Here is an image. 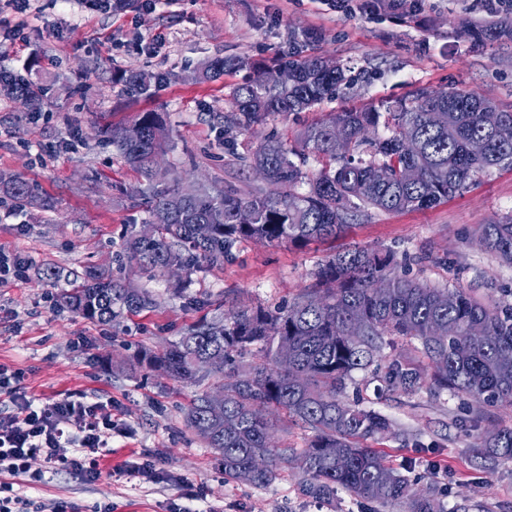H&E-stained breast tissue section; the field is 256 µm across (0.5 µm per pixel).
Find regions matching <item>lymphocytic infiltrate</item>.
<instances>
[{
  "label": "lymphocytic infiltrate",
  "instance_id": "lymphocytic-infiltrate-1",
  "mask_svg": "<svg viewBox=\"0 0 512 512\" xmlns=\"http://www.w3.org/2000/svg\"><path fill=\"white\" fill-rule=\"evenodd\" d=\"M5 384L14 411L0 415V472H28L30 460L39 456L47 470L64 466L98 480L99 458L112 436L111 413L70 395L36 404L21 385H10L6 368L0 366V386Z\"/></svg>",
  "mask_w": 512,
  "mask_h": 512
}]
</instances>
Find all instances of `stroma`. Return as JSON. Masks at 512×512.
I'll use <instances>...</instances> for the list:
<instances>
[{"mask_svg": "<svg viewBox=\"0 0 512 512\" xmlns=\"http://www.w3.org/2000/svg\"><path fill=\"white\" fill-rule=\"evenodd\" d=\"M155 0L102 13L80 0H31L25 13L0 8V68L31 73L44 88L41 111L0 96V175L33 185L35 201L12 211L0 200V252L22 263L24 278L0 281V365L20 372L28 397L45 404L66 395L112 410V452L102 456V475L89 482L72 470L45 474L0 473V486L30 499V512H172L198 494L200 512H399L340 491L330 503L302 493L299 469L278 470L267 485L225 478L219 456L187 425L202 392L222 388L208 374L183 384L140 367L139 350H156L203 322L257 307L291 304L316 285L314 273L349 245L393 250L397 257L433 253L410 270L434 285L460 284L485 300L512 297V267L477 243L480 227L512 213V170L479 176L463 194L437 207L405 212L371 209L346 237L302 247L239 242L224 263L153 272L119 262L132 226L149 213L138 192L140 174L99 130L128 122L139 112H158L171 143L158 159L157 184L182 189L206 186L245 195L266 183L243 166L269 135L294 141L309 124L344 106L396 99L418 86L464 89L512 107V49L460 34L462 23L489 20L486 0H385L365 8L346 0ZM337 59L352 88L313 111L270 117L254 130L224 139L230 91L251 65L288 54ZM240 57L245 67L196 82L204 60ZM153 73L151 95L116 84L125 71ZM55 267L84 273L94 268L113 280L149 292L151 308L123 313L109 324L93 323L60 308L67 281L48 285L41 272ZM371 370H357L347 397L384 415L390 432L376 442L401 474L433 484L447 507L466 512H512V463L480 460L470 448L478 437L512 426V407L468 409L449 394L422 389L377 396ZM156 457L164 478L136 472Z\"/></svg>", "mask_w": 512, "mask_h": 512, "instance_id": "stroma-1", "label": "stroma"}]
</instances>
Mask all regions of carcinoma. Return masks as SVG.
<instances>
[{
	"instance_id": "carcinoma-1",
	"label": "carcinoma",
	"mask_w": 512,
	"mask_h": 512,
	"mask_svg": "<svg viewBox=\"0 0 512 512\" xmlns=\"http://www.w3.org/2000/svg\"><path fill=\"white\" fill-rule=\"evenodd\" d=\"M485 40L512 43V15L472 30ZM238 58L215 57L202 62L195 77L209 81L238 66ZM294 80L283 85V70ZM118 82L145 92L151 76L141 71ZM349 83L344 68L320 56L281 58L272 68H257L232 89V112L224 116V137L232 139L261 125L271 116L309 112ZM0 93L23 107L39 101V88L20 74L0 69ZM496 108L512 124L505 109L475 91L420 87L403 98L364 107H343L308 125L295 144L273 136L249 156V167L277 180V197L230 191L183 192L153 184V157L169 138L156 112L137 115L131 127L143 138L126 140L125 126H111L102 136L147 182V231H133L124 256L142 267L165 271L205 261L224 260L243 240L303 246L311 241L340 238L362 212L433 208L465 191L474 177L512 167V142L498 141L485 123L486 109ZM443 123H433V111ZM346 128L343 146L336 126ZM414 138L413 156L401 150ZM322 163L314 176L304 171L310 156ZM308 184V191L296 188ZM18 207L29 204L33 187L20 177L0 183ZM210 233L198 236L196 226ZM480 246L512 264V214L481 228ZM392 253L371 248L347 249L319 267L317 288L285 309L257 308L227 318V324L203 323L189 329L160 352H143L140 363L176 380L195 383L210 370L224 373V409L211 411L208 393L195 398L188 426L220 455L224 475L262 486L275 472L303 460L302 492L319 502L336 499L342 489L370 502L399 505L403 512H455L447 509L431 485L412 482L386 464L367 441L382 435L389 421L372 409L344 402L341 393L352 372L374 362L386 336L415 340V355L395 354L376 368L380 390L412 393L423 388L437 394L473 400L483 407L512 406V302L485 303L460 285L431 286L396 271ZM380 279L390 282L385 295L375 293ZM151 295L127 288L98 270L76 275L59 305L97 323H110L122 312L151 307ZM351 322L361 335H348ZM288 342V369L278 370L277 357ZM257 349L265 363L239 366L238 359ZM428 363H423V359ZM284 410L313 430L307 448L288 452L270 443L272 424L262 409ZM476 459L512 461V428L478 438L470 448Z\"/></svg>"
}]
</instances>
